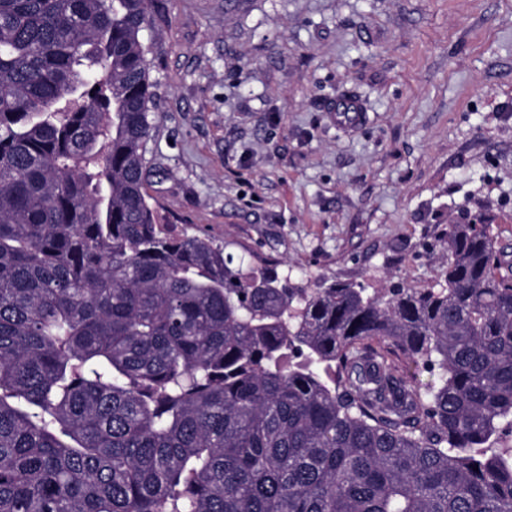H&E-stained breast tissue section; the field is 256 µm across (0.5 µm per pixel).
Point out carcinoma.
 <instances>
[{"label": "carcinoma", "instance_id": "obj_1", "mask_svg": "<svg viewBox=\"0 0 512 512\" xmlns=\"http://www.w3.org/2000/svg\"><path fill=\"white\" fill-rule=\"evenodd\" d=\"M152 4L0 0V512H512L491 225L370 293L160 223Z\"/></svg>", "mask_w": 512, "mask_h": 512}]
</instances>
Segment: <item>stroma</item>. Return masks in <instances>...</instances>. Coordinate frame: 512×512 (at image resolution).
<instances>
[{
	"label": "stroma",
	"mask_w": 512,
	"mask_h": 512,
	"mask_svg": "<svg viewBox=\"0 0 512 512\" xmlns=\"http://www.w3.org/2000/svg\"><path fill=\"white\" fill-rule=\"evenodd\" d=\"M153 6L162 223L372 288L433 284L446 225L479 214L512 253V0Z\"/></svg>",
	"instance_id": "stroma-1"
}]
</instances>
